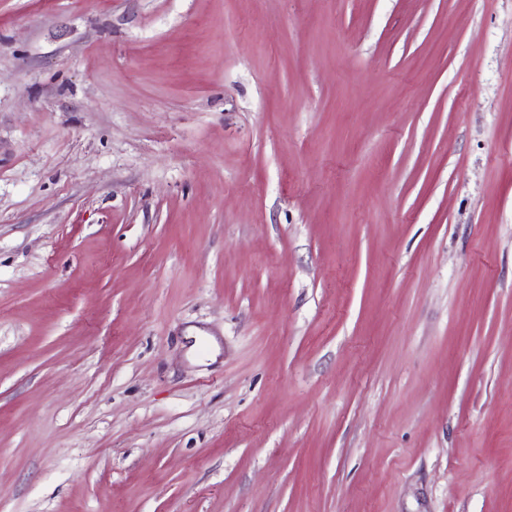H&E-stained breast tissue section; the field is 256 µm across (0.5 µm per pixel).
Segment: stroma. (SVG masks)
Listing matches in <instances>:
<instances>
[{
  "instance_id": "1",
  "label": "stroma",
  "mask_w": 512,
  "mask_h": 512,
  "mask_svg": "<svg viewBox=\"0 0 512 512\" xmlns=\"http://www.w3.org/2000/svg\"><path fill=\"white\" fill-rule=\"evenodd\" d=\"M0 512H512V0H0Z\"/></svg>"
}]
</instances>
